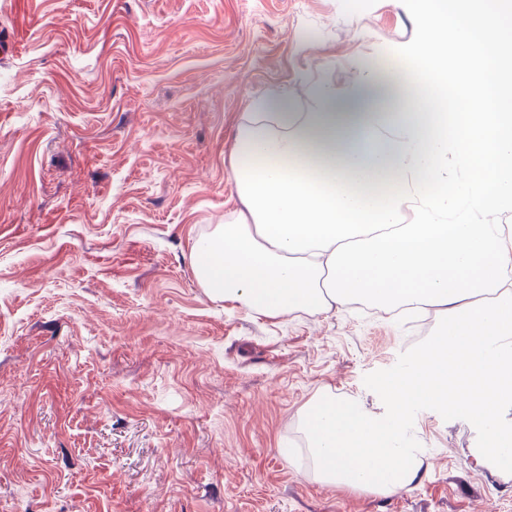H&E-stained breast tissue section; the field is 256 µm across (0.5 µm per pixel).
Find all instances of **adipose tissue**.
I'll use <instances>...</instances> for the list:
<instances>
[{
	"label": "adipose tissue",
	"mask_w": 512,
	"mask_h": 512,
	"mask_svg": "<svg viewBox=\"0 0 512 512\" xmlns=\"http://www.w3.org/2000/svg\"><path fill=\"white\" fill-rule=\"evenodd\" d=\"M406 72L323 82L306 112L271 100L238 134L244 209L196 241L213 297L275 316L363 301L439 308L388 384L387 417L324 393L303 423L316 481L391 493L419 480L406 409L512 403V17L498 0H413Z\"/></svg>",
	"instance_id": "adipose-tissue-1"
}]
</instances>
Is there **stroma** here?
<instances>
[{
    "mask_svg": "<svg viewBox=\"0 0 512 512\" xmlns=\"http://www.w3.org/2000/svg\"><path fill=\"white\" fill-rule=\"evenodd\" d=\"M0 37V512H512L486 428L425 402L418 482L315 481L306 408L385 416L406 321L259 315L191 261L253 103L413 46L410 0H0Z\"/></svg>",
    "mask_w": 512,
    "mask_h": 512,
    "instance_id": "stroma-1",
    "label": "stroma"
}]
</instances>
